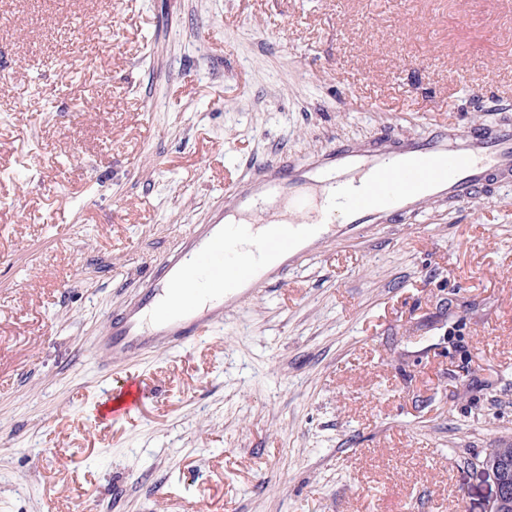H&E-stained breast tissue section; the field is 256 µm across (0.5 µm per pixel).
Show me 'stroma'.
Returning <instances> with one entry per match:
<instances>
[{"instance_id": "obj_1", "label": "stroma", "mask_w": 512, "mask_h": 512, "mask_svg": "<svg viewBox=\"0 0 512 512\" xmlns=\"http://www.w3.org/2000/svg\"><path fill=\"white\" fill-rule=\"evenodd\" d=\"M450 121L512 123V0H0V512H487L512 189L339 225L188 348L92 346L228 185ZM141 381L134 378L125 379L121 385L113 388L111 398L102 403L97 410L100 420L107 421L130 415L139 404Z\"/></svg>"}]
</instances>
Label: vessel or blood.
Listing matches in <instances>:
<instances>
[{
    "instance_id": "obj_1",
    "label": "vessel or blood",
    "mask_w": 512,
    "mask_h": 512,
    "mask_svg": "<svg viewBox=\"0 0 512 512\" xmlns=\"http://www.w3.org/2000/svg\"><path fill=\"white\" fill-rule=\"evenodd\" d=\"M327 186L344 194L342 215L318 212L311 224L270 223L255 245L268 255L295 250L310 237H330L337 223L393 224L416 217L423 205L451 210L494 191L512 187V124L497 127L456 124L416 137L391 127L364 141H339L311 159H292L265 168L247 184L226 192L234 212L274 210L302 200L306 192ZM242 224H197L178 250L148 268L136 299L107 320L95 346L113 360L148 350H180L203 340L224 321V310L242 301L262 280L240 247ZM195 280L196 298L172 309L176 284ZM141 383L125 379L98 412L107 421L130 415L139 404Z\"/></svg>"
}]
</instances>
